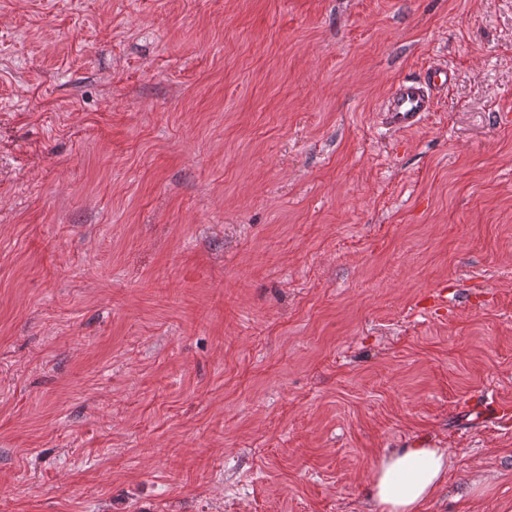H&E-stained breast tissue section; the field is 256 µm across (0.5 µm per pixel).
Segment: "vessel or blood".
<instances>
[{"mask_svg":"<svg viewBox=\"0 0 512 512\" xmlns=\"http://www.w3.org/2000/svg\"><path fill=\"white\" fill-rule=\"evenodd\" d=\"M455 79L451 68H434L423 77L405 78L391 89L384 106L385 125L392 131L417 128L430 112L438 93Z\"/></svg>","mask_w":512,"mask_h":512,"instance_id":"b4317fda","label":"vessel or blood"}]
</instances>
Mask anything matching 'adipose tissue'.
<instances>
[{"label":"adipose tissue","instance_id":"ef3b65f1","mask_svg":"<svg viewBox=\"0 0 512 512\" xmlns=\"http://www.w3.org/2000/svg\"><path fill=\"white\" fill-rule=\"evenodd\" d=\"M451 459L443 448H399L378 455L370 497L377 512H422L442 489Z\"/></svg>","mask_w":512,"mask_h":512}]
</instances>
